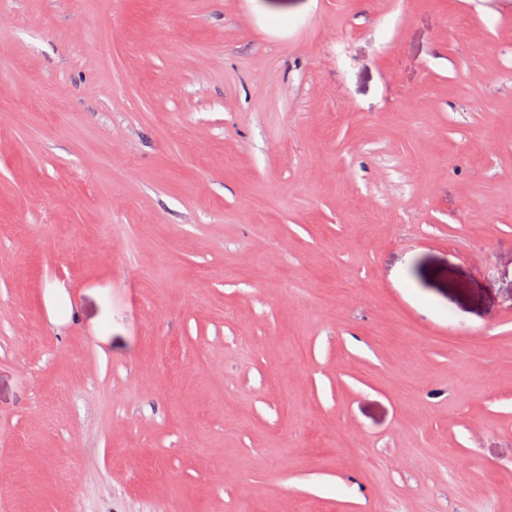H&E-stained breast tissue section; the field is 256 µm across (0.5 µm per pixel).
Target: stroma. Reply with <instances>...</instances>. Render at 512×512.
Masks as SVG:
<instances>
[{
  "label": "stroma",
  "instance_id": "stroma-1",
  "mask_svg": "<svg viewBox=\"0 0 512 512\" xmlns=\"http://www.w3.org/2000/svg\"><path fill=\"white\" fill-rule=\"evenodd\" d=\"M0 512H512V0H0Z\"/></svg>",
  "mask_w": 512,
  "mask_h": 512
}]
</instances>
